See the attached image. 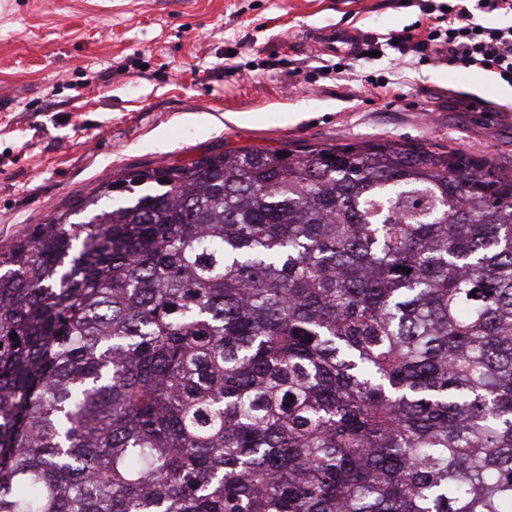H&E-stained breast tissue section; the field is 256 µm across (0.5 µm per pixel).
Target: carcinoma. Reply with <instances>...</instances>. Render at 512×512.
Here are the masks:
<instances>
[{
	"label": "carcinoma",
	"instance_id": "1",
	"mask_svg": "<svg viewBox=\"0 0 512 512\" xmlns=\"http://www.w3.org/2000/svg\"><path fill=\"white\" fill-rule=\"evenodd\" d=\"M0 512H512V173L365 141L68 197L0 245Z\"/></svg>",
	"mask_w": 512,
	"mask_h": 512
}]
</instances>
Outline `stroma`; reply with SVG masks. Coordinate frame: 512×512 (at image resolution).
<instances>
[{
	"mask_svg": "<svg viewBox=\"0 0 512 512\" xmlns=\"http://www.w3.org/2000/svg\"><path fill=\"white\" fill-rule=\"evenodd\" d=\"M422 2L0 0V242L112 173L239 149L396 140L512 171V87L490 72L387 48L337 80L307 44L426 23ZM359 36L352 31L336 29V26L318 29L309 33L307 40L320 52L336 55L351 52Z\"/></svg>",
	"mask_w": 512,
	"mask_h": 512,
	"instance_id": "35a3bbf8",
	"label": "stroma"
}]
</instances>
